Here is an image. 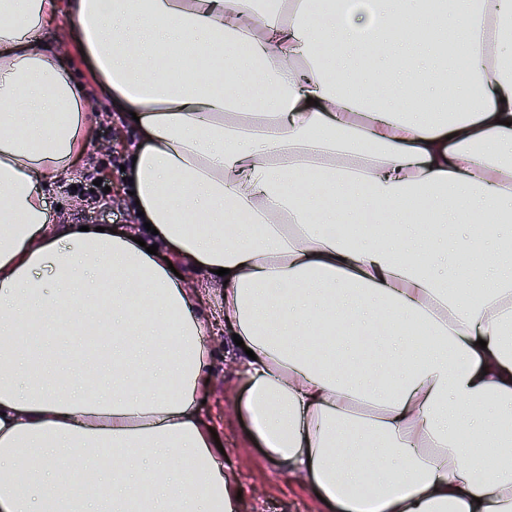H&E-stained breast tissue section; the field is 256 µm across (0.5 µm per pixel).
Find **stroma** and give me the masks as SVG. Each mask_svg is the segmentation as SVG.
<instances>
[{
	"label": "stroma",
	"instance_id": "35a3bbf8",
	"mask_svg": "<svg viewBox=\"0 0 512 512\" xmlns=\"http://www.w3.org/2000/svg\"><path fill=\"white\" fill-rule=\"evenodd\" d=\"M47 37L60 43L73 79L86 88L83 109L95 119L85 163L66 179L42 174L37 177L53 210L52 216L60 224H103L116 230L132 229L140 218L130 194L118 190L119 174H112L106 181L114 190L111 204L86 208L76 190L85 186L88 176L103 166L126 164L127 149L136 145L138 134L120 113L110 108L90 66L76 53L77 31L66 12H59ZM207 342L212 350L214 375L202 394V409L217 420L216 433L225 451L224 465L245 495L246 512H335L321 502L311 487L266 458L261 448L250 440L252 423L239 406L246 378L234 362L235 350L220 331L209 336Z\"/></svg>",
	"mask_w": 512,
	"mask_h": 512
}]
</instances>
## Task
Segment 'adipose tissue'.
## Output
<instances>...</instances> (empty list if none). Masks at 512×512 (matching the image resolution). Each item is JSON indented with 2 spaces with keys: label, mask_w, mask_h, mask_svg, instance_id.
Returning a JSON list of instances; mask_svg holds the SVG:
<instances>
[{
  "label": "adipose tissue",
  "mask_w": 512,
  "mask_h": 512,
  "mask_svg": "<svg viewBox=\"0 0 512 512\" xmlns=\"http://www.w3.org/2000/svg\"><path fill=\"white\" fill-rule=\"evenodd\" d=\"M61 10L138 117L157 253L51 221L35 176L77 168L89 134L44 37ZM434 27L401 0H0V512H242L180 268L228 269L240 406L338 512H512V0ZM452 43L479 93L454 74L456 98L410 100L388 50L416 67Z\"/></svg>",
  "instance_id": "1"
}]
</instances>
